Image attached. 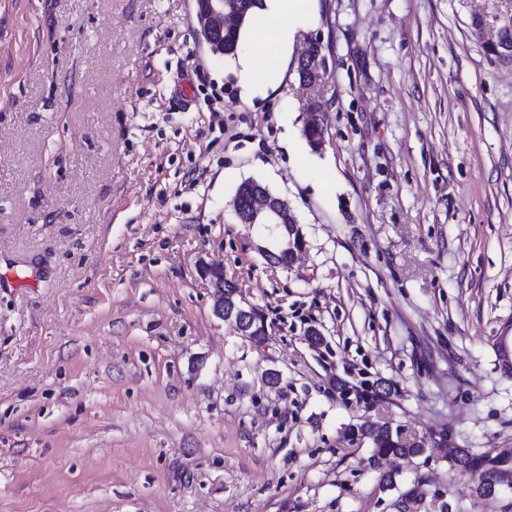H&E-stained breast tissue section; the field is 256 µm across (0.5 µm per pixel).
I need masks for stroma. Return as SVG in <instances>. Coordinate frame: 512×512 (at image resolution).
<instances>
[{
    "mask_svg": "<svg viewBox=\"0 0 512 512\" xmlns=\"http://www.w3.org/2000/svg\"><path fill=\"white\" fill-rule=\"evenodd\" d=\"M477 15L512 0H314L248 98L194 0H0V512H504L450 458L512 451V63ZM249 178L291 266L232 211ZM372 422L423 454L373 466ZM505 29H498L496 32L490 36L486 37L485 35V21L476 17L473 19L472 27L474 29L476 37L482 40L485 47H491L493 50V55L500 60L510 61L512 60V38L507 33H510V28L512 26L511 18L504 21ZM509 28V29H508ZM325 58L321 55V46L318 41L308 42L299 58V79L301 87L309 95L304 104L306 112L303 131L312 148L321 150L326 142V128L324 127L321 112V103L315 92L325 74ZM236 217L243 218V224L264 226L274 237L271 245H258L257 250L270 263L277 261L285 265L296 259L304 250V238L298 221L287 199L273 194L268 187L253 179L246 180L237 189L231 202ZM239 223L240 220H238ZM241 223V224H242ZM284 247H280L279 240ZM198 270L214 290L215 316L228 323L235 333L250 336L254 325V312H262L246 302L236 289L230 292L226 289L223 267L211 265L201 258L198 260Z\"/></svg>",
    "mask_w": 512,
    "mask_h": 512,
    "instance_id": "stroma-1",
    "label": "stroma"
}]
</instances>
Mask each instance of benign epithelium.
I'll return each mask as SVG.
<instances>
[{"label": "benign epithelium", "instance_id": "1", "mask_svg": "<svg viewBox=\"0 0 512 512\" xmlns=\"http://www.w3.org/2000/svg\"><path fill=\"white\" fill-rule=\"evenodd\" d=\"M245 19V11L237 0H196V29L212 49L224 33L239 31ZM504 24L505 28L496 30L490 37L485 35V21L482 18H474L472 27L476 37L492 48L495 57L510 61L512 37L508 35V28L512 27V20L507 19ZM298 72L300 85L308 95L303 107L306 112L304 132L309 144L318 151L326 142L321 103L315 95L325 74V58L321 55L319 42L307 44L299 58ZM231 205L243 223L263 226L274 237V243L257 247L267 261L276 262L277 255L285 251L288 261L292 262L304 250V238L293 208L287 199L273 194L268 187L253 179L246 180L237 189ZM198 270L214 290L215 316L228 323L235 333L250 335L257 308L246 302L237 291L226 289L224 268L211 265L201 258L198 260Z\"/></svg>", "mask_w": 512, "mask_h": 512}]
</instances>
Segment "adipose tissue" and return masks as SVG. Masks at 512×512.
<instances>
[{"mask_svg": "<svg viewBox=\"0 0 512 512\" xmlns=\"http://www.w3.org/2000/svg\"><path fill=\"white\" fill-rule=\"evenodd\" d=\"M312 14V0H264L256 10L248 29V39L269 61L263 66H244L247 94L266 91L280 80L285 52L297 27L305 25Z\"/></svg>", "mask_w": 512, "mask_h": 512, "instance_id": "1", "label": "adipose tissue"}]
</instances>
